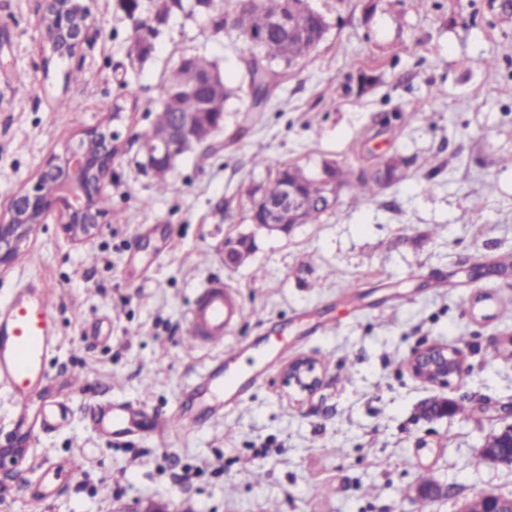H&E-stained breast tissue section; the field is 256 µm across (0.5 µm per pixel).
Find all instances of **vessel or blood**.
Masks as SVG:
<instances>
[{
    "mask_svg": "<svg viewBox=\"0 0 512 512\" xmlns=\"http://www.w3.org/2000/svg\"><path fill=\"white\" fill-rule=\"evenodd\" d=\"M242 307L236 292L223 281L208 282L188 315L192 340L207 344L222 342L239 320ZM58 326L55 302L47 286L32 281L15 289L11 298L0 304V386L5 387L15 405L17 421H24L30 400L47 380V365L57 348ZM267 357L231 369L218 363L201 377V389L211 406L232 409L262 377ZM140 402L121 399L99 406L94 424L103 434L115 438L138 433Z\"/></svg>",
    "mask_w": 512,
    "mask_h": 512,
    "instance_id": "1",
    "label": "vessel or blood"
}]
</instances>
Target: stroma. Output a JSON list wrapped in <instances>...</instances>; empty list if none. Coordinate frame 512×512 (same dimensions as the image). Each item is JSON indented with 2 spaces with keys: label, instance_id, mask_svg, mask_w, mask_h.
Returning a JSON list of instances; mask_svg holds the SVG:
<instances>
[{
  "label": "stroma",
  "instance_id": "1",
  "mask_svg": "<svg viewBox=\"0 0 512 512\" xmlns=\"http://www.w3.org/2000/svg\"><path fill=\"white\" fill-rule=\"evenodd\" d=\"M306 2L326 17L325 38L280 66L254 112L245 47L215 24L235 0H169L163 14L159 0H138L132 15L122 0H94L80 50L49 61L39 0H0V215L113 104L125 108L96 235L75 243L48 214L0 273V303L32 279L58 293L59 349L37 400L69 407L62 427L25 439L21 463L0 467V512H28L35 494L44 512H456L480 493L512 495V470L477 461L483 437L512 423V267L495 262L512 254V168L499 163L512 156V0ZM138 20L156 32L142 56ZM191 55L214 61L238 94L162 194L139 135ZM76 70L81 81L69 80ZM391 156L405 162L398 183L372 197L343 189L317 223L284 234L250 220L251 190L282 166L360 169ZM243 236L249 257L227 264L225 243ZM212 278L238 292L243 314L223 345L193 348L185 319ZM260 338L281 356L243 402L166 442L151 437L153 415H199L200 374ZM436 343L463 361L445 387L408 369ZM299 358L322 366L315 392L284 379ZM435 396L461 412L424 421ZM119 397L143 402V427L110 441L91 416ZM422 473L447 496L418 499Z\"/></svg>",
  "mask_w": 512,
  "mask_h": 512
}]
</instances>
